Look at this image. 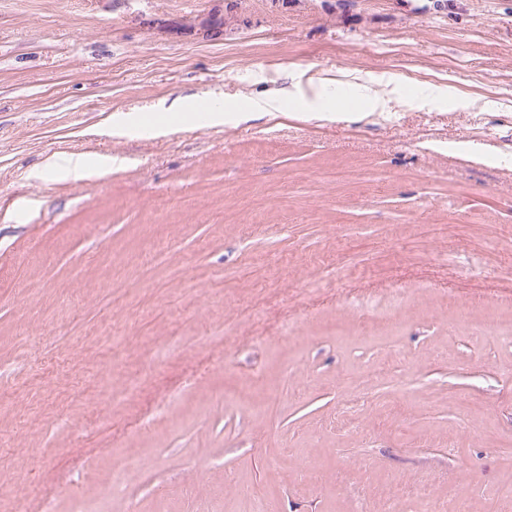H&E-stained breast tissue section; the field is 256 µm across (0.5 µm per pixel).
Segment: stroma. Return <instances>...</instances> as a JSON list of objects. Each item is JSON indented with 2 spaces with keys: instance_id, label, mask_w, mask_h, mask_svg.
Masks as SVG:
<instances>
[{
  "instance_id": "1",
  "label": "stroma",
  "mask_w": 512,
  "mask_h": 512,
  "mask_svg": "<svg viewBox=\"0 0 512 512\" xmlns=\"http://www.w3.org/2000/svg\"><path fill=\"white\" fill-rule=\"evenodd\" d=\"M509 367L512 0H0V512H512ZM352 94L357 103L354 112H386L400 101L397 88H374L368 85H353ZM291 97L288 89L280 88L272 94L264 96V99L250 100L247 112H283L284 105ZM109 167H112L111 155H100L94 161L85 155H68L48 160L44 166V172H58L67 177L79 179ZM44 172L35 174V177H41Z\"/></svg>"
}]
</instances>
